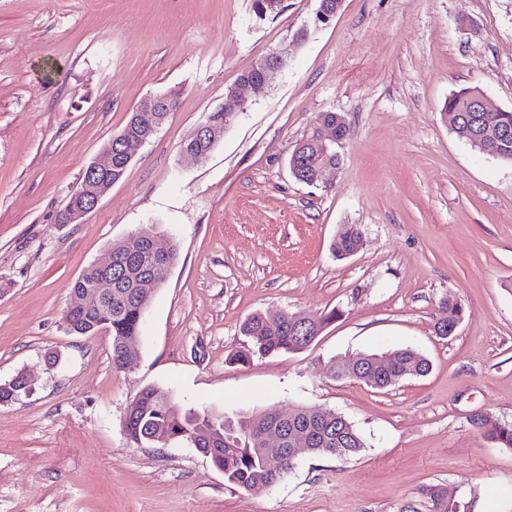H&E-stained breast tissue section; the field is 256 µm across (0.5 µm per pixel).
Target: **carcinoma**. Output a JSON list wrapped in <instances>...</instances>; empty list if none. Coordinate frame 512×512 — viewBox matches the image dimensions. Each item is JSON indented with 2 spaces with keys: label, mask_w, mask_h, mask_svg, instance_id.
Instances as JSON below:
<instances>
[{
  "label": "carcinoma",
  "mask_w": 512,
  "mask_h": 512,
  "mask_svg": "<svg viewBox=\"0 0 512 512\" xmlns=\"http://www.w3.org/2000/svg\"><path fill=\"white\" fill-rule=\"evenodd\" d=\"M467 89L453 93L444 110L448 111V125L468 120L478 124L489 119L512 128V111L463 112ZM157 124L150 126L131 113L126 125L112 136V183H117L128 168L129 153L138 150L141 141L151 140L166 121L167 113H156ZM323 158V151L312 143L305 144L290 159L296 166L310 172ZM361 229L356 224H345L337 232L331 244L332 252L339 259L346 258L357 243ZM152 233L144 231L143 245L137 254L128 252L122 244L112 245L84 274L72 284L71 289L88 288L105 270L112 269V300L97 307L65 315L66 329L78 336H91L99 324L107 322L112 335V366L121 368L120 357L124 340L141 334L143 317L150 299L146 285L156 282L162 285L168 266L176 259L171 248L161 258L150 252ZM340 312L331 310L305 320L286 313L279 320L270 321L256 313L242 325V333L248 339L238 351L235 361L248 364L255 357L273 353H296L307 348L322 330L333 322ZM345 377L356 379L374 388L387 387L388 375L402 373V378L424 376L430 370V361L411 348H396L382 353H358L347 358ZM26 392L25 379L17 375L11 384L0 388V404L21 400ZM135 409L124 420L123 431L130 445L167 446L186 443L192 448L212 446L221 449L211 454L212 464L224 473V480L240 488H261L269 480L267 455L258 440L262 428L273 423L286 430L302 428L309 437V454L349 460L357 456L364 442L354 426L343 415L322 407H299L288 413L278 410L242 416L234 421L224 414L196 412L178 405L172 394L155 387L141 389L134 398ZM478 430L490 441L512 448V423H502L491 417L480 416L474 420ZM431 512H459V505L448 501V493L437 487L426 490Z\"/></svg>",
  "instance_id": "cac0c4a2"
}]
</instances>
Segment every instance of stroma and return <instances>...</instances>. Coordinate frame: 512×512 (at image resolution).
Segmentation results:
<instances>
[{
    "mask_svg": "<svg viewBox=\"0 0 512 512\" xmlns=\"http://www.w3.org/2000/svg\"><path fill=\"white\" fill-rule=\"evenodd\" d=\"M0 0V512H429L439 485L472 512H512V448L480 415L512 421V163L442 118L480 88L512 110V0ZM288 52L206 160L181 143L226 89ZM178 106L82 223L57 218L84 169L148 96ZM344 116L342 162L310 186L296 142ZM344 224L363 244L337 259ZM177 258L127 368L112 338L70 334L69 286L140 229ZM464 317L436 336L443 299ZM340 317L298 353L242 365L250 315ZM409 347L432 368L386 389L335 376L342 358ZM58 357L48 364V354ZM172 391L233 417L324 407L364 441L354 459L306 456L268 488L229 484L184 444L136 448V393ZM22 375L26 378V383H25V379L22 376H20V373H19L15 377H13L11 379V381H9V382H11V384H9V387H1L0 388V404H9V403L19 401V400H21L22 397H24L25 392H26V397H28L31 394V390H32V387H30L31 380L25 374L22 373ZM9 382H7V383H9ZM7 383L4 382L3 384H7ZM25 384H26V386H25ZM474 424L491 442L512 448V423H502L491 417H477Z\"/></svg>",
    "mask_w": 512,
    "mask_h": 512,
    "instance_id": "35a3bbf8",
    "label": "stroma"
}]
</instances>
